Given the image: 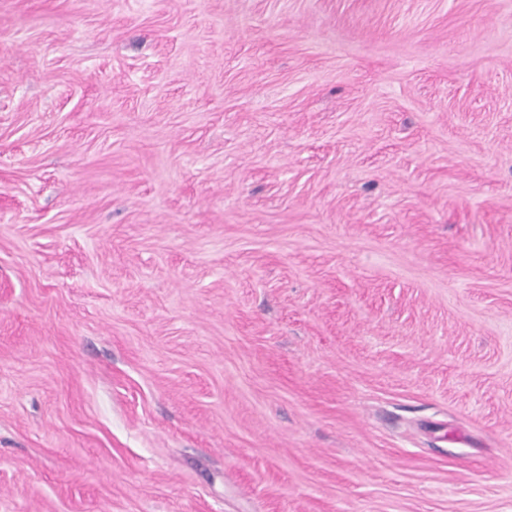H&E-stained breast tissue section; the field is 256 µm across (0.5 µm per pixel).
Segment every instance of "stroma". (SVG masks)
I'll list each match as a JSON object with an SVG mask.
<instances>
[{"label":"stroma","instance_id":"obj_1","mask_svg":"<svg viewBox=\"0 0 512 512\" xmlns=\"http://www.w3.org/2000/svg\"><path fill=\"white\" fill-rule=\"evenodd\" d=\"M0 512H512V0H0Z\"/></svg>","mask_w":512,"mask_h":512}]
</instances>
